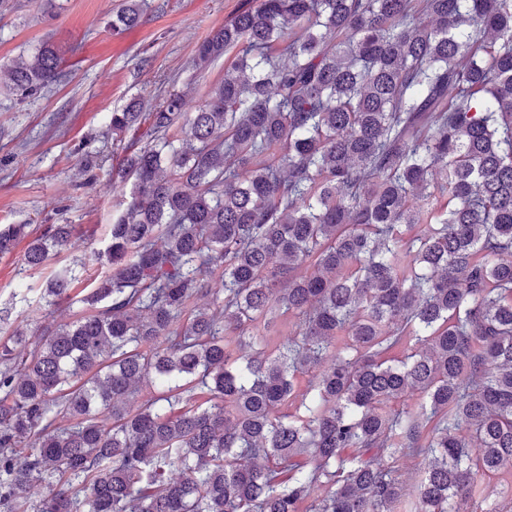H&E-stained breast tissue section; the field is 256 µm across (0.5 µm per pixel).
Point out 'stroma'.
<instances>
[{"label":"stroma","instance_id":"stroma-1","mask_svg":"<svg viewBox=\"0 0 512 512\" xmlns=\"http://www.w3.org/2000/svg\"><path fill=\"white\" fill-rule=\"evenodd\" d=\"M247 0H145L138 26L108 27L117 0H10L0 13V67L51 43L64 58L61 79L30 96L0 84V225L23 224L28 235L0 255V307L13 295L33 303L31 326L75 320L84 306L64 303L46 314L49 276L74 269L93 288L109 273L92 256L107 245L109 227L125 207L112 187V168L130 144H142L148 124L112 138L109 117L131 101L150 112L170 93L197 110L224 76L223 60L206 68L196 49L229 22ZM50 224L73 225L66 250L47 266L22 263L29 238Z\"/></svg>","mask_w":512,"mask_h":512}]
</instances>
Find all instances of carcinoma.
Listing matches in <instances>:
<instances>
[{"instance_id":"obj_1","label":"carcinoma","mask_w":512,"mask_h":512,"mask_svg":"<svg viewBox=\"0 0 512 512\" xmlns=\"http://www.w3.org/2000/svg\"><path fill=\"white\" fill-rule=\"evenodd\" d=\"M141 13L122 0L112 31ZM221 57L197 111L172 93L112 113L149 139L112 170L129 200L90 313L0 340V507L499 512L478 476L512 469V0H251L196 65ZM63 62L45 43L9 85L33 95ZM26 228L0 227V254ZM76 284L56 272L45 302ZM285 314L298 331L272 345ZM400 473L405 480V500L415 498V489L420 478L421 460L413 458H403L398 462Z\"/></svg>"}]
</instances>
